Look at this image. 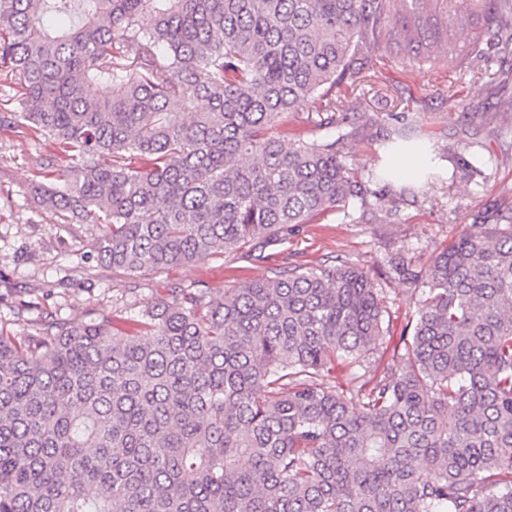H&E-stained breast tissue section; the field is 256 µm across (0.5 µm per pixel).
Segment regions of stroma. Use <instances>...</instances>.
<instances>
[{
	"mask_svg": "<svg viewBox=\"0 0 512 512\" xmlns=\"http://www.w3.org/2000/svg\"><path fill=\"white\" fill-rule=\"evenodd\" d=\"M371 70L336 127L360 193L346 209L293 226L261 259L242 254L135 277L107 269L92 248L98 226L59 224L32 211L26 192L35 147L0 129V329L19 336L51 316L75 324L117 310L133 317L181 288L219 295L274 266L313 268L339 256L374 280L400 334L419 295L398 262L420 269L486 209L512 205V60L492 81L394 52L374 59ZM399 121L437 153L440 178L415 196L401 193L400 182L387 187L368 177L384 163L380 143Z\"/></svg>",
	"mask_w": 512,
	"mask_h": 512,
	"instance_id": "35a3bbf8",
	"label": "stroma"
}]
</instances>
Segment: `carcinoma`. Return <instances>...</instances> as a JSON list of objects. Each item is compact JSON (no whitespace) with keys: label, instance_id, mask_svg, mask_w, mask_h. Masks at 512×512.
Wrapping results in <instances>:
<instances>
[{"label":"carcinoma","instance_id":"carcinoma-1","mask_svg":"<svg viewBox=\"0 0 512 512\" xmlns=\"http://www.w3.org/2000/svg\"><path fill=\"white\" fill-rule=\"evenodd\" d=\"M455 24L494 79L512 0H0V126L47 150L33 207L100 226L115 271L261 251L360 191L344 136L295 141L293 113L336 130L374 55L453 62ZM407 139L383 147L426 150ZM399 270L421 299L394 346L341 259L0 333V512H512V224Z\"/></svg>","mask_w":512,"mask_h":512}]
</instances>
